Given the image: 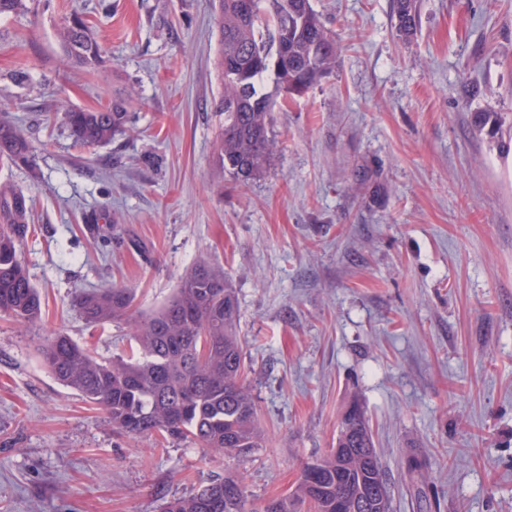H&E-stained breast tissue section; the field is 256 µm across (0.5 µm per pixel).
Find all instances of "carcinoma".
<instances>
[{"label": "carcinoma", "instance_id": "obj_1", "mask_svg": "<svg viewBox=\"0 0 512 512\" xmlns=\"http://www.w3.org/2000/svg\"><path fill=\"white\" fill-rule=\"evenodd\" d=\"M256 0L243 13L239 0H218V73L221 93L215 111L224 128L214 152L221 173L238 181L260 176L276 149L269 116L278 104L301 96L336 72L342 46L311 0ZM399 36L418 29V0H392ZM68 57L95 69L101 48L80 17L59 31ZM288 43V55L276 44ZM131 92L112 95L104 108L64 113L70 136L80 145H107L128 131ZM0 158L32 168L35 151L24 132L0 119ZM31 212L27 193L0 183V315L21 324L36 321L42 297L30 280L19 248ZM130 288L105 285L79 293L74 307L90 325L126 322L138 355L104 361L64 333L41 348L44 368L62 386L102 408L112 428L139 436L159 433L188 440L226 455L248 456L265 443L238 336L235 290L224 270L201 259L158 311L133 312ZM244 478L227 474L199 491L164 504L162 512H248ZM390 512V483L379 462L363 407L352 402L343 413L334 448L302 467L293 489L267 501L260 512Z\"/></svg>", "mask_w": 512, "mask_h": 512}]
</instances>
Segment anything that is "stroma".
Returning <instances> with one entry per match:
<instances>
[{"label": "stroma", "mask_w": 512, "mask_h": 512, "mask_svg": "<svg viewBox=\"0 0 512 512\" xmlns=\"http://www.w3.org/2000/svg\"><path fill=\"white\" fill-rule=\"evenodd\" d=\"M214 5L31 0L0 16V110L36 149L32 170L0 159V182L32 198L19 254L43 300L34 324L0 316V512H160L228 473L258 506L331 448L355 399L392 512H512V0H418L407 42L391 0H313L340 65L271 112L277 148L246 182L214 156ZM76 16L97 70L58 39ZM126 88L133 132L75 144L64 110ZM204 256L235 288L267 433L247 458L118 433L39 354L57 332L135 354L75 293L124 285L152 313Z\"/></svg>", "instance_id": "stroma-1"}]
</instances>
